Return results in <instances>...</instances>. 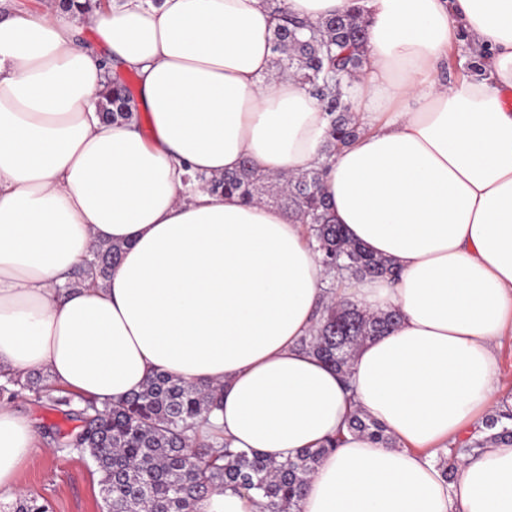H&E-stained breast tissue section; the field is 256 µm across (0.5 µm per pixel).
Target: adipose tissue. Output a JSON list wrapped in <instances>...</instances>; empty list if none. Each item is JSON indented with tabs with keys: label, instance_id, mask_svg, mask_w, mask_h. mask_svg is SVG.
Masks as SVG:
<instances>
[{
	"label": "adipose tissue",
	"instance_id": "1",
	"mask_svg": "<svg viewBox=\"0 0 512 512\" xmlns=\"http://www.w3.org/2000/svg\"><path fill=\"white\" fill-rule=\"evenodd\" d=\"M349 94L361 133L326 156L319 101L277 71L267 0H113L89 14L0 15V370L50 373L119 401L165 371L223 386L212 433L284 461L333 436L297 512H512V442L436 452L481 423L512 337V0H362ZM93 28L102 46L85 45ZM476 69L443 81L454 43ZM134 72L146 119L103 122L109 71ZM325 167L336 223L396 278L329 289L287 209L210 191L241 168ZM99 244L105 282L67 286ZM396 311L348 376L300 344L328 298ZM392 445L349 430L354 411ZM37 432L0 404V500ZM196 512H266L223 488Z\"/></svg>",
	"mask_w": 512,
	"mask_h": 512
}]
</instances>
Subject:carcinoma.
<instances>
[{
    "label": "carcinoma",
    "mask_w": 512,
    "mask_h": 512,
    "mask_svg": "<svg viewBox=\"0 0 512 512\" xmlns=\"http://www.w3.org/2000/svg\"><path fill=\"white\" fill-rule=\"evenodd\" d=\"M275 19L272 51L275 67L291 74L321 103L330 116L329 140L325 154L354 141L359 126L352 102L344 92L363 66V48L368 20L360 6L315 24L301 21L271 0ZM102 116L114 121L128 119L137 111L132 91L119 72L107 82L99 103ZM325 169L297 175L261 172L250 160L242 170L207 180L212 191L236 193L243 200H259L260 190L274 186L275 202L308 225L311 242L324 266L337 267L355 278L391 277L393 262L377 257L365 246L351 240L334 222L327 198L321 191ZM120 247L98 245L79 267L76 276L105 281L119 257ZM394 312L374 314L349 303H329L310 335L301 339L303 347L342 374L347 373L355 350L365 341L382 336L395 324ZM0 397L13 396V388L36 391L41 377L22 378L3 373ZM56 407H66L64 415L81 425L56 432L61 448L85 453L100 473L101 493L106 512H196V503L216 488L242 487L267 500L269 512H291L296 507L306 481L321 456L336 449L330 439L316 450H303L293 460L277 462L256 452L236 450L229 443L218 445L197 439L208 418L220 403L221 387L186 381L168 372H155L143 387L118 402L86 400L83 407L70 409V399L48 394ZM512 410L487 420L485 427L501 430L482 439L466 441L462 449L471 452L491 441H512L506 421ZM348 428L375 442L390 445L384 426L357 412ZM0 512H47L34 496L0 503Z\"/></svg>",
    "instance_id": "carcinoma-1"
}]
</instances>
